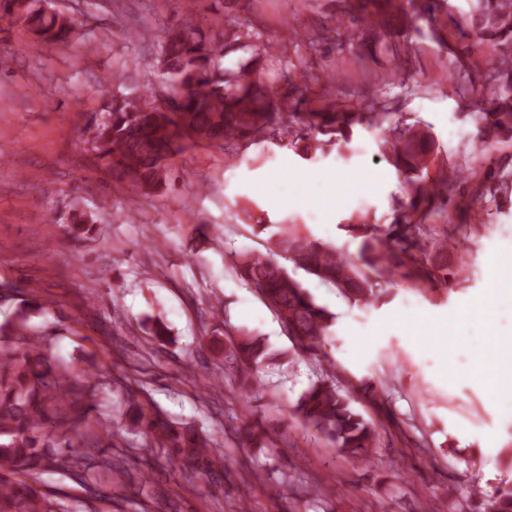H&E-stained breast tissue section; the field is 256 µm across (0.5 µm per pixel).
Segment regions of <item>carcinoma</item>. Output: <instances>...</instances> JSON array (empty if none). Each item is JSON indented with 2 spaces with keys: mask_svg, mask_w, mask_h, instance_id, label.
I'll list each match as a JSON object with an SVG mask.
<instances>
[{
  "mask_svg": "<svg viewBox=\"0 0 512 512\" xmlns=\"http://www.w3.org/2000/svg\"><path fill=\"white\" fill-rule=\"evenodd\" d=\"M201 0L185 4L186 19L180 24L158 22L154 37L158 55L154 69L164 80L165 89L178 92L179 103L164 110L127 85L92 113L84 127L85 142L99 166L112 172L113 180L124 186L127 200L136 202L171 189L176 169L173 159L197 146L227 148L236 141L255 142L269 135L278 119L289 117L303 126L286 146L303 160L324 150L335 140L350 138L353 126L367 124L380 128L385 118L380 112L358 114L335 111L325 101L310 112L289 111V96L303 93L295 73L285 70L280 79L286 92L270 95L254 80L259 75L261 56L253 55L235 69L224 67V58L246 52L260 34L231 25L225 14L226 2ZM437 0H408L396 5V13L414 19L425 18L430 32L435 27ZM462 12L468 30L462 36L481 44L487 42L503 63L512 55V0H465ZM0 19L20 24L35 39L48 46L63 48L79 39L77 21L57 10L52 0H0ZM498 106L482 113L480 141L486 142L497 129L512 126V88L497 93ZM380 149L395 169L407 176L410 200L400 223L383 233H373L366 223L346 224L354 237L363 238L360 263L353 264L335 247L300 232L284 222L256 228L272 230L269 242L288 255L294 265L329 283L355 303L369 305L382 295V283L395 275L414 284L434 287L448 285L454 273L448 271L449 234L428 235L422 231L424 214L420 208L443 195L440 183L428 174L434 146L432 136L413 125L396 124L380 142ZM73 237L95 223L85 209L83 197H74L64 217ZM237 276L263 295L281 323L302 351H317L329 334L333 315L317 305L302 284L268 256L244 250L233 260ZM42 308L36 301H22L13 319L0 326L3 336L18 337V345L0 362V512H67L57 495L38 480L42 465L71 470L89 456L66 437L68 425L77 419L78 404L86 393L76 387L73 370L55 363L50 343L29 328L30 315ZM243 368L239 388L253 394L256 387L250 369L271 359L263 341L248 332L233 341ZM294 411L321 436L334 442L340 452L361 461L369 459L375 430L356 413L334 382L319 379L298 398ZM131 424L140 428L147 443L159 448L179 467L191 465L207 475L213 472L210 444L192 426L173 425L156 414L138 410ZM237 442L247 448H265L272 441L269 430L245 421L234 428ZM65 441V451L51 458L46 452L56 447L55 439ZM475 512H512V485L496 492L475 506Z\"/></svg>",
  "mask_w": 512,
  "mask_h": 512,
  "instance_id": "carcinoma-1",
  "label": "carcinoma"
}]
</instances>
